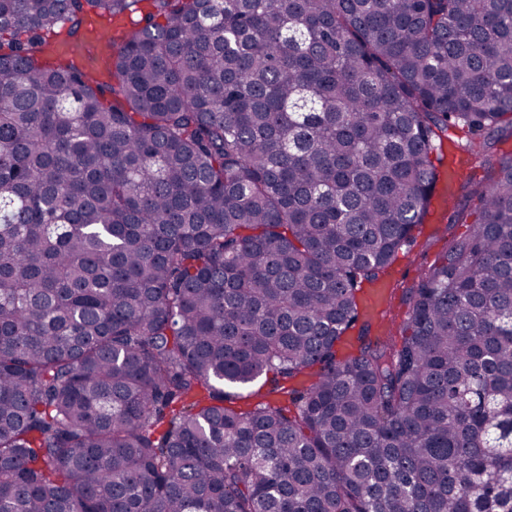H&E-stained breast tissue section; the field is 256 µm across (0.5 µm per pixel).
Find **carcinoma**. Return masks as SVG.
Returning <instances> with one entry per match:
<instances>
[{"label": "carcinoma", "instance_id": "cac0c4a2", "mask_svg": "<svg viewBox=\"0 0 512 512\" xmlns=\"http://www.w3.org/2000/svg\"><path fill=\"white\" fill-rule=\"evenodd\" d=\"M451 131L466 231L340 357ZM509 137L512 0H0V512H512ZM268 390V386L262 385V381H258L249 389L243 392V396H248L236 400L234 406L247 409L256 405L257 403L270 401L271 403L289 406L292 411L295 410L294 406L289 403L286 397H283L280 394H268Z\"/></svg>", "mask_w": 512, "mask_h": 512}]
</instances>
